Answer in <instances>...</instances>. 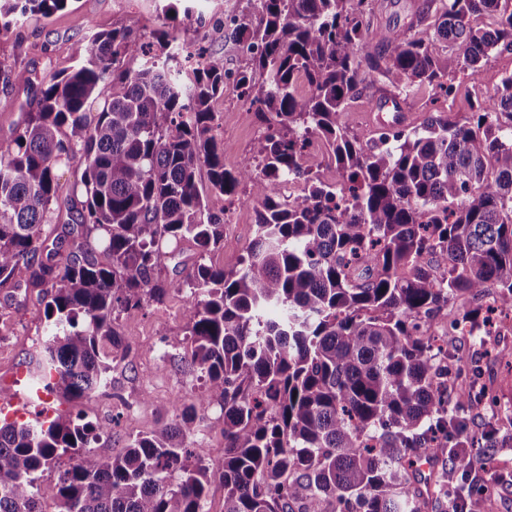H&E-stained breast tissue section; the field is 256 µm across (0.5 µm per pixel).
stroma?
<instances>
[{
	"mask_svg": "<svg viewBox=\"0 0 512 512\" xmlns=\"http://www.w3.org/2000/svg\"><path fill=\"white\" fill-rule=\"evenodd\" d=\"M162 0H70L68 7L46 20H29L0 33V105L8 111L0 119V139H9L12 124L35 104L43 77L71 71L84 57L91 32H107L130 27L142 37H150L159 24ZM227 0H193L191 17L170 20L171 33L184 45L204 44L223 55L224 68L233 73L244 66L239 44L224 31ZM512 72V53L495 51L484 61L476 76L462 77L448 97H434L422 90L409 99L407 112L411 126H420L430 113L445 112L459 118L477 111L500 83ZM211 109L216 114L218 140L224 146V166L237 170L255 163L253 147L266 126L254 107L243 101L234 84L224 86ZM254 205L237 206L231 224L224 227V246L211 253L214 264L235 266L254 235ZM18 305H8L0 295V387L8 400L31 395L27 380L17 374L45 340L44 305L34 288H21ZM190 301L186 294L171 293L165 304L149 305L119 314L116 329L120 336V359L114 361L110 395L66 401L52 398L55 413L85 422H110L111 430L97 443L102 454H117L137 437L157 432L170 422V405L189 401L200 391L197 372L183 358L190 353L186 337ZM451 309H444L439 334L447 335L448 348L463 362L481 359L487 377L493 378L501 406L512 407V315L503 320L499 335L477 330L468 336L450 329ZM489 340L495 356L481 358V342ZM198 443L205 448V465L213 472L224 469V416L219 406L199 412ZM497 447L477 459L465 474L449 472L448 492L466 496L474 486L485 487L487 512H512V429H501Z\"/></svg>",
	"mask_w": 512,
	"mask_h": 512,
	"instance_id": "stroma-1",
	"label": "stroma"
}]
</instances>
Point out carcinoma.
<instances>
[{
	"label": "carcinoma",
	"instance_id": "1",
	"mask_svg": "<svg viewBox=\"0 0 512 512\" xmlns=\"http://www.w3.org/2000/svg\"><path fill=\"white\" fill-rule=\"evenodd\" d=\"M69 0H0V30L47 18ZM230 9L227 36L249 65L234 75L269 133L253 169L224 168L211 100L224 56L173 45L166 23L142 42L128 28L94 32L67 74L41 82L36 107L0 140V288L44 289L51 336L30 374L49 395L79 399L108 384L117 313L189 291L190 363L205 380L191 406L116 455L91 444L109 425L61 415L0 418V512H202L213 475L196 408L224 412V512H447L448 465L467 470L497 445L512 409L470 364L451 378L437 313L463 297L512 310V73L470 116L439 112L420 129L362 143L341 117L366 87L448 96L490 52L512 51V0H433L401 29L375 31L369 0H252ZM127 57L141 60L123 70ZM305 97L296 95L299 83ZM318 138L325 181L303 166ZM82 170L67 203L78 223L48 240L60 166ZM256 201L239 266L206 257L223 221L199 188ZM302 178L296 200L279 190ZM186 242L198 259L178 283L160 277ZM445 256L442 270L433 258ZM459 307L451 327L484 325ZM79 461L54 482L43 472ZM442 463L424 492L420 464Z\"/></svg>",
	"mask_w": 512,
	"mask_h": 512
}]
</instances>
